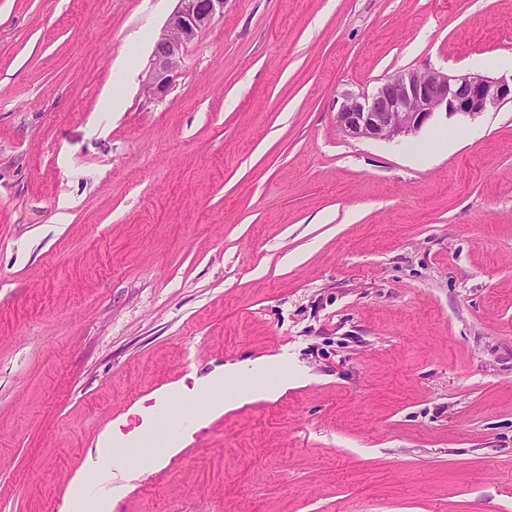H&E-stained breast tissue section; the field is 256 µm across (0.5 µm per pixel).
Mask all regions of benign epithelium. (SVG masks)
<instances>
[{
    "instance_id": "obj_1",
    "label": "benign epithelium",
    "mask_w": 512,
    "mask_h": 512,
    "mask_svg": "<svg viewBox=\"0 0 512 512\" xmlns=\"http://www.w3.org/2000/svg\"><path fill=\"white\" fill-rule=\"evenodd\" d=\"M223 13L224 0H177L153 45L145 82L150 97L169 92L186 46ZM506 103H512V78L408 69L387 77L371 95L344 93L336 126L353 138L392 140L418 132L438 114L474 116Z\"/></svg>"
}]
</instances>
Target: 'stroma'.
<instances>
[{
	"instance_id": "obj_1",
	"label": "stroma",
	"mask_w": 512,
	"mask_h": 512,
	"mask_svg": "<svg viewBox=\"0 0 512 512\" xmlns=\"http://www.w3.org/2000/svg\"><path fill=\"white\" fill-rule=\"evenodd\" d=\"M0 0V512H83L99 433L250 358L111 512H512V103L353 139L343 91L512 76V0ZM114 103L101 108L102 99ZM176 8L154 42L145 88L162 97L173 87L186 46L224 13L225 0H176ZM272 366V362L266 359H255L246 362L227 363L223 366L215 368L210 374L205 377L196 379L194 387L188 389L184 385L173 384L160 390L156 396V405L151 406L145 411L141 412L143 422L139 428L123 435L120 432L113 434H106L99 441L98 453L102 457L108 456L112 451V437H125L136 438L146 433L151 427V416L157 406L164 402H176L180 398L193 393H204V406L201 411L191 420L190 425L184 429L185 433H190L193 427L200 426L210 418L220 415L224 412V406L230 405L243 397H263L267 399H274L276 393L270 389L264 388L258 381L261 376L267 372ZM255 382L246 388L235 389L229 392V386L226 388V383L230 381H250ZM225 382L224 398H219L213 394V391H219Z\"/></svg>"
}]
</instances>
